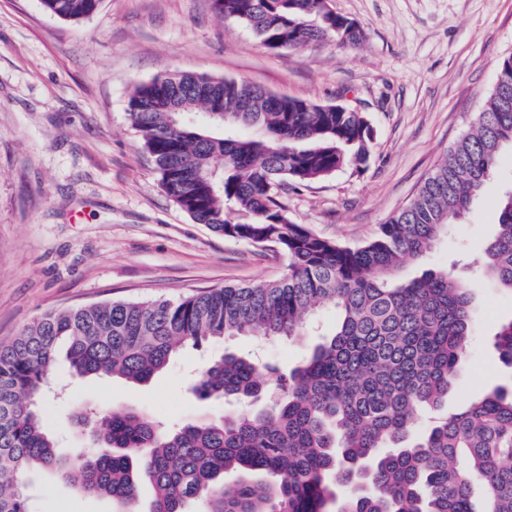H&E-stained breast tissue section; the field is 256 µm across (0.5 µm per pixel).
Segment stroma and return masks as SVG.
<instances>
[{
	"mask_svg": "<svg viewBox=\"0 0 512 512\" xmlns=\"http://www.w3.org/2000/svg\"><path fill=\"white\" fill-rule=\"evenodd\" d=\"M359 24L357 47L334 40L279 53L251 31L217 18L210 0H101L88 19L67 21L41 0H0V341L40 314L106 300L176 299L227 284L273 281L282 254L214 233L165 194L127 116L133 86L167 73L240 78L279 95L364 112L373 128L366 166L281 197L293 220L348 245L369 241L415 195L448 148L473 125L499 58L512 54V0H331ZM512 186V150L472 209L428 257L442 267L465 252L479 258L496 232L497 204ZM470 357L444 405L452 411L484 391L512 384L494 334L512 320V293L475 291ZM315 334L258 344L234 336L184 348L149 383L71 376L57 362L61 395L46 404L75 456L88 432L74 407H133L152 420L188 422L223 414L192 392L210 358L260 350L290 370ZM34 512H115L111 499L73 482L33 475Z\"/></svg>",
	"mask_w": 512,
	"mask_h": 512,
	"instance_id": "obj_1",
	"label": "stroma"
}]
</instances>
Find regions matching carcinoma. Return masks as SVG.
I'll use <instances>...</instances> for the list:
<instances>
[{"instance_id":"cac0c4a2","label":"carcinoma","mask_w":512,"mask_h":512,"mask_svg":"<svg viewBox=\"0 0 512 512\" xmlns=\"http://www.w3.org/2000/svg\"><path fill=\"white\" fill-rule=\"evenodd\" d=\"M41 3L80 21L101 0ZM211 4L270 51L364 39L329 0ZM244 96L251 111L238 112ZM127 114L173 203L220 235L281 252L288 273L178 300L47 312L1 343L0 512H31L34 469L112 499L117 512H512V387L440 412L467 358L475 289L491 282L512 293V189L502 193L474 277L446 267L402 275L469 212L512 148V55L498 61L472 128L360 247L296 223L279 191L366 164L364 113L244 79L177 72L135 85ZM325 307L336 311L335 329L290 371L235 353L207 366L194 395L242 409L164 425L132 408L83 406L92 444L73 458L56 453L41 402L59 353L76 377L145 384L186 346L300 336ZM494 347L512 368V320L498 327ZM143 482L154 492L147 511L139 508Z\"/></svg>"}]
</instances>
